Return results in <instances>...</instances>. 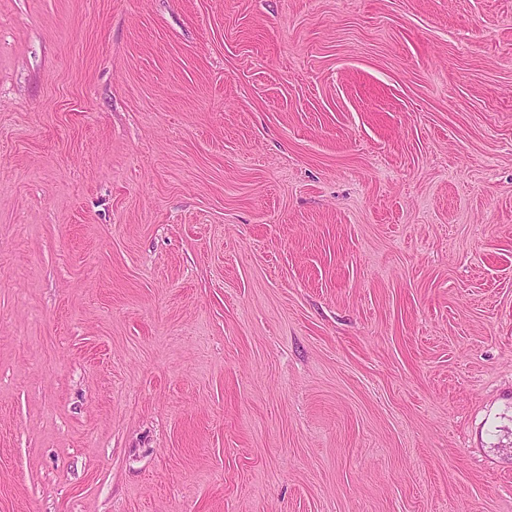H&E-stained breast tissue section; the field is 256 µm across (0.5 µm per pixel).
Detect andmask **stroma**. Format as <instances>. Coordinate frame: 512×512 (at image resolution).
<instances>
[{
  "label": "stroma",
  "mask_w": 512,
  "mask_h": 512,
  "mask_svg": "<svg viewBox=\"0 0 512 512\" xmlns=\"http://www.w3.org/2000/svg\"><path fill=\"white\" fill-rule=\"evenodd\" d=\"M0 512H512V0H0Z\"/></svg>",
  "instance_id": "1"
}]
</instances>
